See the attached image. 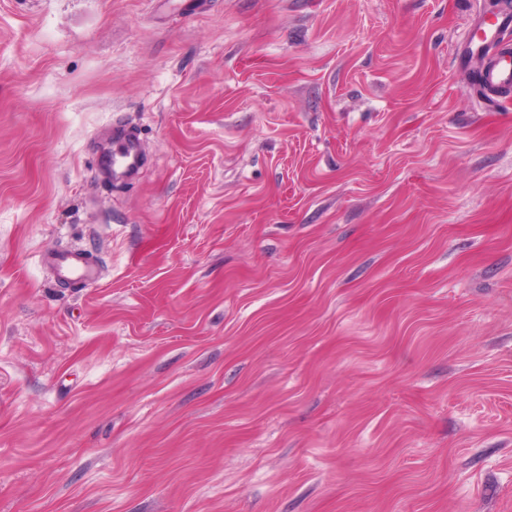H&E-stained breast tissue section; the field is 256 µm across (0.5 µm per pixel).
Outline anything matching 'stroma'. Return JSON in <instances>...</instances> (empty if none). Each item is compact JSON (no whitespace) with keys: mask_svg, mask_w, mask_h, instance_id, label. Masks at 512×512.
<instances>
[{"mask_svg":"<svg viewBox=\"0 0 512 512\" xmlns=\"http://www.w3.org/2000/svg\"><path fill=\"white\" fill-rule=\"evenodd\" d=\"M499 10L0 0V512H512ZM494 23L480 17L473 26L471 43L477 39V76L489 98L512 95V49L498 43L499 34L512 23L509 14L494 13ZM472 53V54H474ZM119 145L112 151V180L135 174L142 163L139 140L133 135L123 133L114 135ZM42 262L58 280L87 284L97 283L101 279L98 268L87 255L79 251H48L43 255Z\"/></svg>","mask_w":512,"mask_h":512,"instance_id":"stroma-1","label":"stroma"}]
</instances>
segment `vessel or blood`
Segmentation results:
<instances>
[{
  "label": "vessel or blood",
  "mask_w": 512,
  "mask_h": 512,
  "mask_svg": "<svg viewBox=\"0 0 512 512\" xmlns=\"http://www.w3.org/2000/svg\"><path fill=\"white\" fill-rule=\"evenodd\" d=\"M511 25V15L497 13L490 19L479 18L473 26V36L477 40V76L483 92L491 98L512 95V49L498 42L502 29ZM141 163L138 139L127 133L120 134L119 144L112 151L113 178L135 174ZM42 262L60 280L87 284L101 278L94 263L79 251H49Z\"/></svg>",
  "instance_id": "1"
}]
</instances>
